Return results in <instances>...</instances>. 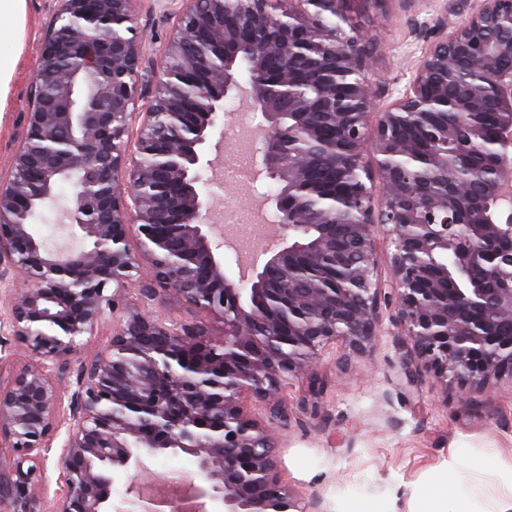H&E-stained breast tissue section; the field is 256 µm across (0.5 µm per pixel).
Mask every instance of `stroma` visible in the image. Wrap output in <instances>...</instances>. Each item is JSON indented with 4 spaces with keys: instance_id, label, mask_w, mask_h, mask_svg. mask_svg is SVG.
<instances>
[{
    "instance_id": "35a3bbf8",
    "label": "stroma",
    "mask_w": 512,
    "mask_h": 512,
    "mask_svg": "<svg viewBox=\"0 0 512 512\" xmlns=\"http://www.w3.org/2000/svg\"><path fill=\"white\" fill-rule=\"evenodd\" d=\"M455 0H349L355 36L373 53L370 79L379 107L402 91L438 33L437 20ZM181 0H137L138 38L144 59L160 61ZM51 0H26L20 37L0 40V52L16 59L12 92L0 111V175L8 176L25 135L24 114L32 97V75L41 40L52 20ZM140 311L222 335L214 313L158 295ZM0 306V382L37 363V356L7 326ZM377 334L369 350L342 367L340 346L321 354L314 377L290 382L280 393L290 424L275 435L276 473L305 512H420L427 492L448 483L453 454L469 457L480 470L478 489L490 491L501 465L512 462V378L492 383L463 402L456 385L425 375L408 386L400 375L406 347L393 306L379 302ZM115 323L104 321L75 354L56 360L49 376L62 397L76 377L110 342Z\"/></svg>"
}]
</instances>
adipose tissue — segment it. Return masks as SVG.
Instances as JSON below:
<instances>
[{"instance_id": "adipose-tissue-1", "label": "adipose tissue", "mask_w": 512, "mask_h": 512, "mask_svg": "<svg viewBox=\"0 0 512 512\" xmlns=\"http://www.w3.org/2000/svg\"><path fill=\"white\" fill-rule=\"evenodd\" d=\"M469 468L465 457L453 456L448 464V488L429 494L426 512H512V465L501 471L498 488L482 501L457 480Z\"/></svg>"}]
</instances>
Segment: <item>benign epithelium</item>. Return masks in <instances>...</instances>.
<instances>
[{
    "label": "benign epithelium",
    "instance_id": "1",
    "mask_svg": "<svg viewBox=\"0 0 512 512\" xmlns=\"http://www.w3.org/2000/svg\"><path fill=\"white\" fill-rule=\"evenodd\" d=\"M58 2L26 133L0 180L8 326L39 357L0 389V435L13 448L0 462L8 512H111L114 474L132 478L143 459L166 452L193 458L224 512H306L275 471L270 427L290 421L279 393L313 375L331 343L364 353L381 298L410 345L407 383L449 377L468 401L512 377V69L501 66L512 60V0H479L451 31L439 20L372 129L371 59L346 36V0H185L150 69L140 62L137 0ZM461 59L473 77L456 88L448 65ZM243 91L263 132L252 166L276 187L265 198L279 229L248 280L227 270L224 240L210 231L217 185L202 152L233 119L224 98ZM489 106L491 130L481 119ZM429 112L467 116L465 137L446 125L425 146L420 123L404 116ZM489 138L493 177L473 199L441 147L479 151ZM368 148L382 177L377 207L364 180ZM51 210L80 248L32 233ZM379 227L394 250L385 291L373 279ZM143 263L151 277L142 300L164 293L214 312L224 336L134 309L128 287ZM109 314L119 316L117 332L65 407L46 362L80 350ZM248 396L266 403L268 425L244 411ZM62 428L66 493L49 511L40 465Z\"/></svg>",
    "mask_w": 512,
    "mask_h": 512
}]
</instances>
